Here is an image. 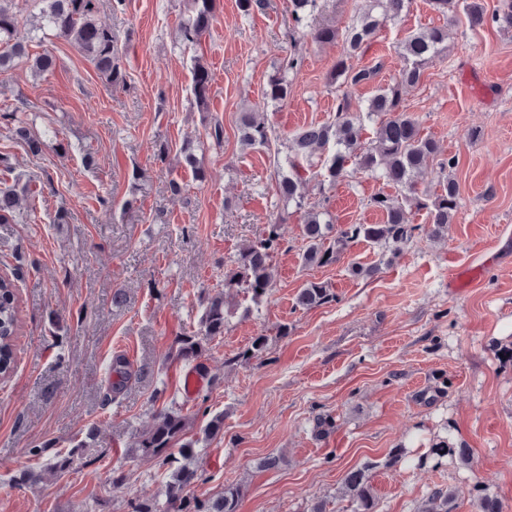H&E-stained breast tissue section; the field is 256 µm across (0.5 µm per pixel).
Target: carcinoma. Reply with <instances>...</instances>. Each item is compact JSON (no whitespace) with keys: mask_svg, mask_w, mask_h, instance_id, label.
I'll list each match as a JSON object with an SVG mask.
<instances>
[{"mask_svg":"<svg viewBox=\"0 0 512 512\" xmlns=\"http://www.w3.org/2000/svg\"><path fill=\"white\" fill-rule=\"evenodd\" d=\"M328 0H289L288 29L290 35L309 36L319 44H330L342 38L343 54L330 72L328 83L338 87H352L370 81L377 72L375 67H358L353 60L359 57L389 22L398 19L407 9L409 0H366V8L343 33L323 22L312 25L313 17L323 11ZM460 0H429L432 9L454 20ZM39 11L33 17L30 31L55 38L76 42L98 75L112 87L126 83V73L117 57V34L111 27L96 20L99 0H38ZM238 12L243 18L263 13L269 0H236ZM216 0H187L186 15L179 23L180 42L193 49L202 46V39L212 26ZM471 27L487 22L500 29L512 31V0H502L499 9L486 17L477 0L464 5ZM19 19L15 0H0V72L12 69L19 62H26L34 76H43L55 68V57L49 53L31 56L27 41L18 36ZM398 53L406 61L405 67L387 87L379 90L363 103H352L343 95L336 107L335 118L327 123L313 124L301 129L286 145L287 166L275 161L277 171L276 194L301 214L303 234L308 246L303 253L307 264L328 266L336 263L350 242L363 239L370 243H383L400 250L413 241L419 226L409 222L406 208L415 207L427 211L432 233L441 235L453 223L459 205V185L446 171L458 164V159L441 157L437 142L421 134L419 123L407 113L402 104V93L407 87L419 85L426 70L448 50V28L429 27L406 36L397 46ZM302 56L293 51L274 68L266 81L259 104L264 108L277 107L288 100L292 93L290 75L297 73ZM213 75L203 57H193L191 104L200 112L209 111ZM27 107H17L5 115L13 124V133L26 151L34 156L41 154L53 141L54 131L41 135L33 133L26 119L18 112ZM373 123L371 143L363 137V120ZM275 129L256 118L254 112H244L239 118V141L250 147H265L274 138ZM316 151L327 153L320 171V184L336 185L353 163L360 169L378 172L387 184L400 192L391 197L380 193L372 197L371 205L384 215L381 224H349L337 227L329 213L320 209V203L307 198L308 180L302 172L300 159ZM184 161L199 181L206 179L205 170L197 165L194 148L186 144L182 150ZM431 164L438 165L443 173L439 190L426 197L415 188V176ZM0 167L13 176L12 183L0 182V223L21 221L36 222V208L28 204L32 198V184L38 180L34 174L15 173V167L7 154H0ZM281 249L278 225H265L262 235L238 252L234 264L224 270V287L236 288L244 297L258 306L273 288L271 270L275 254ZM336 299V294L324 282H309L301 288L298 302L306 308L318 307ZM228 322V307L224 292L217 291L207 297L206 305L195 330L185 331L176 338L177 356L196 361L200 372L206 367L201 358L209 342L224 335ZM21 328L19 295L15 281L0 277V377L7 379L15 368V341ZM269 337L256 336L250 347L240 353L244 361L259 359L268 349ZM137 376L131 363L123 355L112 358V400H117L128 384ZM192 424L182 409L169 407L155 412L151 425L133 434L129 454L146 465L172 467L171 478L166 484L164 501L144 500L135 506L134 512H237L242 487L227 485L221 493L204 499L188 496V490L202 480L199 465L198 440L189 437ZM202 438L215 439L224 434V414L213 415L200 429ZM436 460L451 455L467 461V449L453 448L441 441L431 448ZM71 456L57 454L42 470L23 466L17 469L16 484L34 487L45 475L61 476L69 470ZM477 512H504L501 501L478 493L473 486ZM340 494L354 505V512H372L374 493L369 477L363 469L348 471L341 483ZM452 495L435 489L423 502L421 512H453Z\"/></svg>","mask_w":512,"mask_h":512,"instance_id":"carcinoma-1","label":"carcinoma"}]
</instances>
